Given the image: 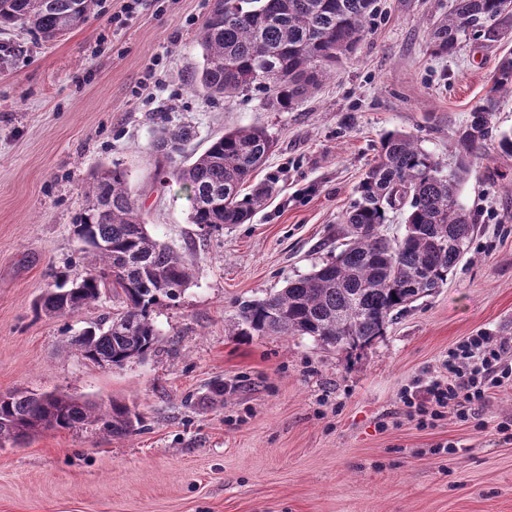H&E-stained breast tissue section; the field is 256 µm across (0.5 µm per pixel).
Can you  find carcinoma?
I'll use <instances>...</instances> for the list:
<instances>
[{"mask_svg": "<svg viewBox=\"0 0 512 512\" xmlns=\"http://www.w3.org/2000/svg\"><path fill=\"white\" fill-rule=\"evenodd\" d=\"M97 0H0V27L35 32L46 41L85 23ZM376 0H214L198 35L203 64L193 88L210 97L260 96L265 109H292L336 70L363 38ZM512 23V0H454L432 31L430 50L456 51L470 36L498 39ZM512 95V49L493 73L489 95L457 133V152L445 165L413 136L385 133L344 216L347 242L332 260L252 300L238 323L261 336H310L329 347L362 348L384 335L409 305L446 284L463 259L476 225L460 202L474 161L485 157L498 98ZM189 124H163L150 143L164 161V182L190 193V223L219 232L243 224L274 194L259 183L245 191L273 147L265 127L253 125L214 137L204 153L187 151ZM86 204L73 233L90 255L85 275L62 279L42 296L47 314L73 316L110 292L121 300L103 328L85 329L72 344L96 364L121 366L148 355L159 332L152 314L177 300L193 274L186 257L151 235L118 165L91 173ZM404 211V231L382 233L389 212ZM140 417L116 400L94 404L66 393L0 394V446L31 440L44 430L94 426L128 435Z\"/></svg>", "mask_w": 512, "mask_h": 512, "instance_id": "carcinoma-1", "label": "carcinoma"}]
</instances>
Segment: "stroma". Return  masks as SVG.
Masks as SVG:
<instances>
[{"label": "stroma", "instance_id": "1", "mask_svg": "<svg viewBox=\"0 0 512 512\" xmlns=\"http://www.w3.org/2000/svg\"><path fill=\"white\" fill-rule=\"evenodd\" d=\"M213 0H97L89 20L43 40L0 30V394L63 392L128 404L134 433L49 430L0 447V512H512V388L479 422L420 427L405 388L444 371L448 351L486 332L512 342V130L502 99L460 200L476 226L447 283L362 350L309 336H245L251 300L311 272L345 241L343 216L381 137L402 130L441 161L484 101L504 45L473 38L429 50L453 0H376L351 56L292 109L256 95L192 89L197 34ZM195 127L191 151L225 130L264 126L275 147L255 175L276 191L250 221L209 233L187 192L160 183L150 147L162 118ZM119 164L149 229L183 253L193 279L155 309L154 350L123 366L70 342L119 309L39 313L59 272L83 274L73 234L91 172Z\"/></svg>", "mask_w": 512, "mask_h": 512}]
</instances>
